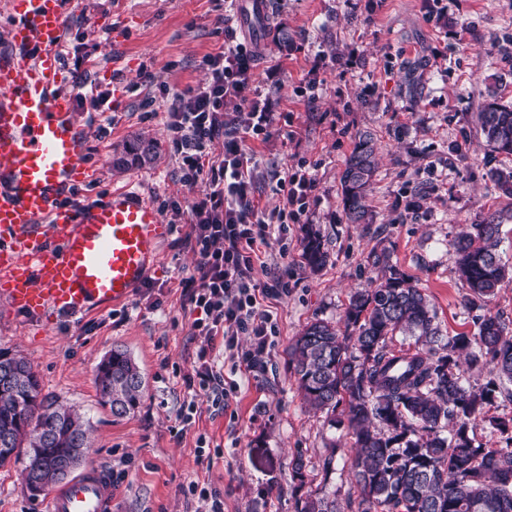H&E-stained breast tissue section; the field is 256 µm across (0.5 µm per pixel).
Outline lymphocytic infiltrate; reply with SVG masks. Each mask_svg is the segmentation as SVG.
<instances>
[{"label":"lymphocytic infiltrate","mask_w":512,"mask_h":512,"mask_svg":"<svg viewBox=\"0 0 512 512\" xmlns=\"http://www.w3.org/2000/svg\"><path fill=\"white\" fill-rule=\"evenodd\" d=\"M257 55L255 47L241 42L207 55L209 81L177 93L176 105L164 115L181 183L193 187L199 180L207 182L189 208L172 206L175 216H187L183 242L197 256L182 284L195 313L191 329L203 339L191 370L182 376L189 398L177 419L185 427L193 423L199 395L223 406L236 387L226 381L213 354L215 336H223L224 349L237 367L249 373L262 369L276 322L261 300L277 294L280 283H259L256 250L272 233L286 235L289 225L301 222L314 187L309 169L300 161L285 169L279 180L286 197L282 210L268 215L254 201L256 164L246 142L267 140L276 121L267 96L254 84ZM218 138L224 141V153L214 157L209 146ZM243 336L250 338L249 348L240 347Z\"/></svg>","instance_id":"f902f5d3"}]
</instances>
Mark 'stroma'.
Masks as SVG:
<instances>
[{
    "mask_svg": "<svg viewBox=\"0 0 512 512\" xmlns=\"http://www.w3.org/2000/svg\"><path fill=\"white\" fill-rule=\"evenodd\" d=\"M257 45L256 84L283 116L268 140L251 141L258 159L254 197L273 213L287 166L310 162L315 188L305 223L271 239L259 257L260 282L279 278L271 302L277 334L258 375H243L225 408L197 400L195 422L175 432L187 398L182 375L200 337L182 281L197 257L169 239L146 286L124 304L76 317L62 314L30 326L0 298V348L24 356L42 395L81 413L92 424L83 466L121 471L112 512H200L185 499L192 481L208 482L224 496V512H296L300 491L328 494L342 512L358 497L349 462L354 440L346 425L310 410L288 364V345L316 319L342 324L350 295L373 287L380 271L368 256L388 249L390 260L425 288L442 335L474 334L476 311L460 278L453 244L490 214L502 216L499 255L512 267V198L490 172L512 170V156L492 152L473 114L495 91L512 105V0H266L265 21L240 28L227 0H71L61 49L62 86L76 101V120L90 135L98 163L96 185L80 203L93 205L130 184L160 206L187 205L197 188L183 186L163 114L176 92L208 79L207 54L224 45L225 28ZM352 59L348 68L333 57ZM86 83H77L76 70ZM159 83H142L143 71ZM318 82L315 100L298 91L307 72ZM113 95L114 123L95 103ZM371 131L378 167L367 204L372 220L348 223L340 174L355 136ZM153 140L150 162L114 168L126 145ZM320 236L328 258L319 270L301 254L306 228ZM139 367L144 390L138 407L116 418L99 403L96 368L114 349ZM209 443L211 464L195 452L198 435ZM303 457L305 483L293 479ZM333 457L324 472L325 457ZM23 463L0 467V512H49L50 492L31 495Z\"/></svg>",
    "mask_w": 512,
    "mask_h": 512,
    "instance_id": "obj_1",
    "label": "stroma"
}]
</instances>
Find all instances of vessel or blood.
Returning <instances> with one entry per match:
<instances>
[{
  "label": "vessel or blood",
  "mask_w": 512,
  "mask_h": 512,
  "mask_svg": "<svg viewBox=\"0 0 512 512\" xmlns=\"http://www.w3.org/2000/svg\"><path fill=\"white\" fill-rule=\"evenodd\" d=\"M68 0H8L11 44L0 50V296L35 321L129 300L160 263L172 227L140 191L74 204L97 180L91 143L61 88ZM50 512H112V480L80 473Z\"/></svg>",
  "instance_id": "b4317fda"
}]
</instances>
